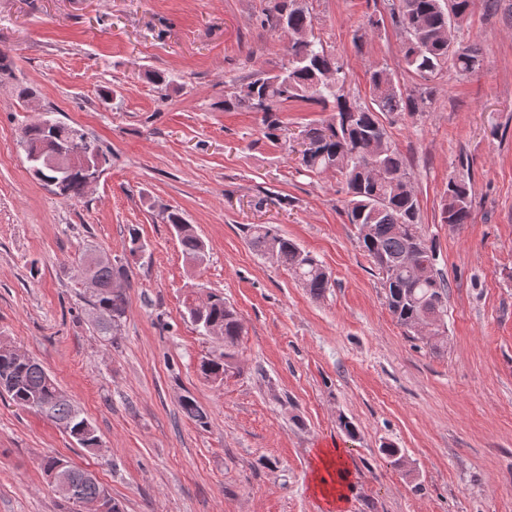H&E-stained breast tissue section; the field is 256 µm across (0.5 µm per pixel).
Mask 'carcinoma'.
<instances>
[{
    "instance_id": "carcinoma-1",
    "label": "carcinoma",
    "mask_w": 512,
    "mask_h": 512,
    "mask_svg": "<svg viewBox=\"0 0 512 512\" xmlns=\"http://www.w3.org/2000/svg\"><path fill=\"white\" fill-rule=\"evenodd\" d=\"M471 0H396L391 20L404 35L403 60L407 70L429 81L450 65L458 76L472 74L483 63L479 45L450 48L452 31L469 14ZM265 23L288 37V63L277 73L257 72L224 99V111H261L262 132L272 143L279 142L282 129L279 112L288 102H309L330 110L328 118L303 130L306 148L299 164L303 171L337 173L346 187L344 214L348 223L361 227L360 246L383 275L386 303L396 322L409 332L427 317L447 315L448 283L436 268L435 246L424 237L420 205L408 165L391 141L382 117L399 112L412 115L427 111L431 90L427 86L404 92L385 68L369 74L370 103L363 104L344 94L347 74L335 54L314 35V20L302 0H273ZM18 145L29 168L38 179L55 183L57 193L67 200L86 194V170L70 167L59 171L51 159L62 153L85 156L90 162L108 164L100 141L81 128L53 118L20 128ZM472 217V200L462 180H448L441 209L445 224H467ZM164 223L177 234L184 257L194 265L206 261L204 241L193 225L176 209L166 208ZM252 249L262 255L273 251L276 261L297 277L315 297L332 287L331 276L313 255L281 235L271 224L247 225ZM85 278L94 281L93 306L101 327L117 329L126 312L127 298L113 281L123 268L101 262L89 253L83 259ZM191 321L205 336L209 329L220 331L224 350L202 358L201 375L207 380H224L237 369L236 347L242 324L233 306L217 293L208 295L200 307H186ZM0 395L15 405L33 410L57 424L76 443L91 452L99 447L96 428L34 358L21 350L0 352ZM182 412L204 426L206 413L196 400H181ZM74 492L70 501L100 495L102 485L83 479V470L72 467Z\"/></svg>"
}]
</instances>
